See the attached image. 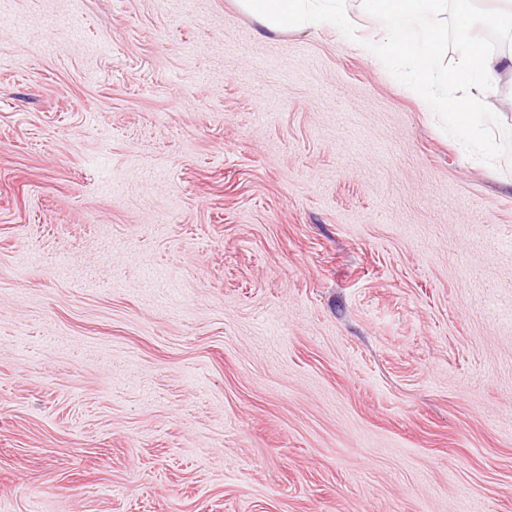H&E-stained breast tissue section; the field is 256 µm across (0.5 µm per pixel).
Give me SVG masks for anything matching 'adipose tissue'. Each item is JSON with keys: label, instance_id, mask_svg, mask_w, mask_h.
I'll return each instance as SVG.
<instances>
[{"label": "adipose tissue", "instance_id": "ef3b65f1", "mask_svg": "<svg viewBox=\"0 0 512 512\" xmlns=\"http://www.w3.org/2000/svg\"><path fill=\"white\" fill-rule=\"evenodd\" d=\"M475 0H361V10L370 19L376 39L362 41L363 49L381 52L388 59L407 66L406 90L429 101L436 85L452 87L442 109L448 122L460 130L474 128L476 107L484 104L490 90L504 77H512V51L503 56L487 53L471 43L452 69L444 70L439 59L446 42L445 32L432 25L431 17L454 5L456 27L468 35L474 22ZM244 8L267 26L316 29L340 22L353 30L344 0H243Z\"/></svg>", "mask_w": 512, "mask_h": 512}]
</instances>
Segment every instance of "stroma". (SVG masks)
Segmentation results:
<instances>
[{
	"instance_id": "35a3bbf8",
	"label": "stroma",
	"mask_w": 512,
	"mask_h": 512,
	"mask_svg": "<svg viewBox=\"0 0 512 512\" xmlns=\"http://www.w3.org/2000/svg\"><path fill=\"white\" fill-rule=\"evenodd\" d=\"M489 98L238 0H0V512H512Z\"/></svg>"
}]
</instances>
